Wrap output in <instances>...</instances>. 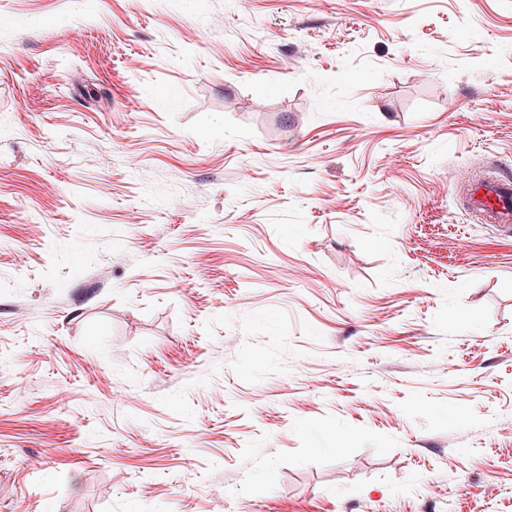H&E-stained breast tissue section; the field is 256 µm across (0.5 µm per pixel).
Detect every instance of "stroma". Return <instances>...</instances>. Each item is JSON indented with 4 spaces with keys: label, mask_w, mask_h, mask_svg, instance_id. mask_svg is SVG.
I'll return each instance as SVG.
<instances>
[{
    "label": "stroma",
    "mask_w": 512,
    "mask_h": 512,
    "mask_svg": "<svg viewBox=\"0 0 512 512\" xmlns=\"http://www.w3.org/2000/svg\"><path fill=\"white\" fill-rule=\"evenodd\" d=\"M0 11V512H512V0ZM470 205L482 224L512 228V180L489 174L474 181Z\"/></svg>",
    "instance_id": "obj_1"
}]
</instances>
